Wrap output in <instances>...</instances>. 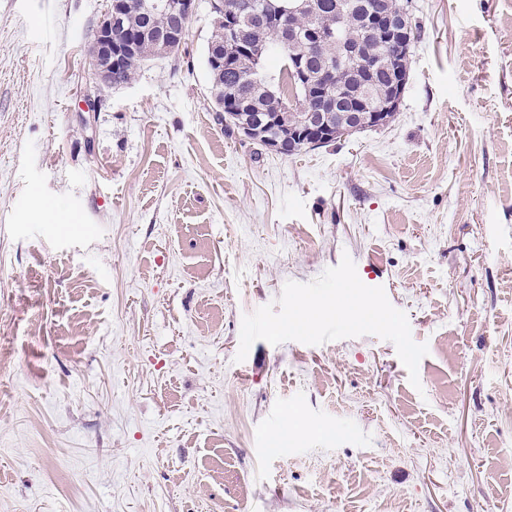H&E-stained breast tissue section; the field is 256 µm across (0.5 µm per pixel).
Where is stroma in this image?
<instances>
[{"instance_id": "1", "label": "stroma", "mask_w": 512, "mask_h": 512, "mask_svg": "<svg viewBox=\"0 0 512 512\" xmlns=\"http://www.w3.org/2000/svg\"><path fill=\"white\" fill-rule=\"evenodd\" d=\"M107 4L0 0V512H512V0H412L395 121L288 156L210 0L117 88Z\"/></svg>"}]
</instances>
